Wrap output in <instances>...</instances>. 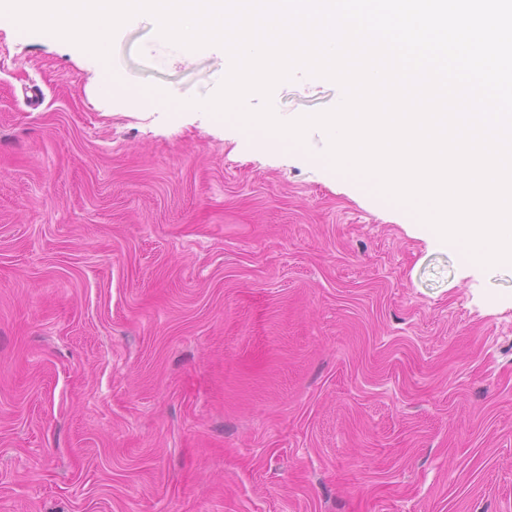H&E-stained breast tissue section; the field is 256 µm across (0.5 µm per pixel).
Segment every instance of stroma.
<instances>
[{
    "label": "stroma",
    "instance_id": "1",
    "mask_svg": "<svg viewBox=\"0 0 512 512\" xmlns=\"http://www.w3.org/2000/svg\"><path fill=\"white\" fill-rule=\"evenodd\" d=\"M152 36L164 112L0 25V512H512V266L189 108L225 55Z\"/></svg>",
    "mask_w": 512,
    "mask_h": 512
}]
</instances>
